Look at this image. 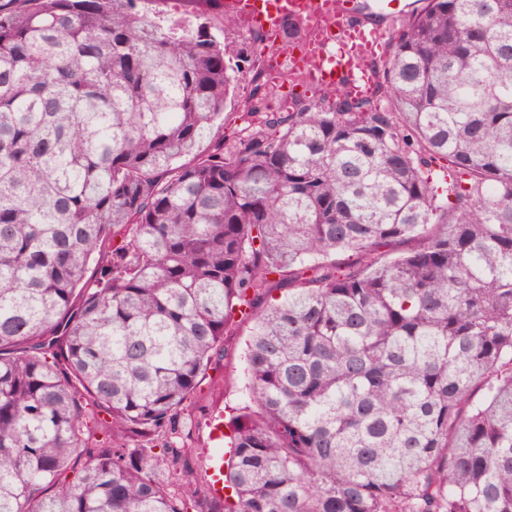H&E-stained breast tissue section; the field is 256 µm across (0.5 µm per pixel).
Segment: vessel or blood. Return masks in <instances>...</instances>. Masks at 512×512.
<instances>
[{
    "label": "vessel or blood",
    "mask_w": 512,
    "mask_h": 512,
    "mask_svg": "<svg viewBox=\"0 0 512 512\" xmlns=\"http://www.w3.org/2000/svg\"><path fill=\"white\" fill-rule=\"evenodd\" d=\"M225 7L273 33L290 18L309 16L333 24V31L291 60L292 70L322 86L340 84L347 76L370 83L372 77L360 66V58L377 53L389 24L404 18L409 9L406 0H227Z\"/></svg>",
    "instance_id": "vessel-or-blood-1"
}]
</instances>
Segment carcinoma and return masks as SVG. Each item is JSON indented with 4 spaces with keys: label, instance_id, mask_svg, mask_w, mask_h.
<instances>
[{
    "label": "carcinoma",
    "instance_id": "cac0c4a2",
    "mask_svg": "<svg viewBox=\"0 0 512 512\" xmlns=\"http://www.w3.org/2000/svg\"><path fill=\"white\" fill-rule=\"evenodd\" d=\"M149 2L0 0V512H512V0L277 107ZM243 324L217 501L188 411ZM237 82L236 96H231L224 108V133H231L234 129L241 130L248 126L251 120L244 114L243 100L249 90L251 74L246 72H235Z\"/></svg>",
    "mask_w": 512,
    "mask_h": 512
}]
</instances>
